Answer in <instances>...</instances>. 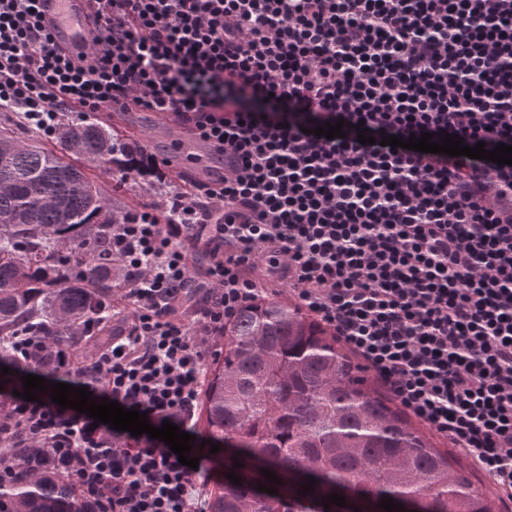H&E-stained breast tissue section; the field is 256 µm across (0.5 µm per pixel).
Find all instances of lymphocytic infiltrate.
I'll return each instance as SVG.
<instances>
[{
    "label": "lymphocytic infiltrate",
    "mask_w": 512,
    "mask_h": 512,
    "mask_svg": "<svg viewBox=\"0 0 512 512\" xmlns=\"http://www.w3.org/2000/svg\"><path fill=\"white\" fill-rule=\"evenodd\" d=\"M90 52L37 0H0V111L52 138L108 109L173 112L224 177L112 227L124 315L91 356L24 333V365L195 433L213 337L288 283L400 405L512 512V165L391 148L456 134L512 146V0H94ZM341 123L342 136L315 127ZM365 125L370 144L358 141ZM204 291L191 320L176 313ZM0 488L58 468L91 512H206L200 471L49 393L0 404Z\"/></svg>",
    "instance_id": "lymphocytic-infiltrate-1"
}]
</instances>
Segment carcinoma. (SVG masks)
Returning <instances> with one entry per match:
<instances>
[{"label": "carcinoma", "instance_id": "cac0c4a2", "mask_svg": "<svg viewBox=\"0 0 512 512\" xmlns=\"http://www.w3.org/2000/svg\"><path fill=\"white\" fill-rule=\"evenodd\" d=\"M0 131V386H22L3 343L22 329L72 344L71 332L96 325L119 265L105 260L117 207L91 171L138 170L140 147L93 120L64 124L57 145L15 148ZM331 328L288 298L260 300L224 325V356L213 362L203 399L205 440L221 444L224 472L209 512H386V496L419 512H498L471 472L455 469L452 452L433 446L410 417L336 346ZM240 467H233L234 463ZM280 479L285 494L258 497ZM317 480L301 495L305 481ZM346 506L317 508L328 495ZM0 512H91L53 468L20 473L0 492Z\"/></svg>", "mask_w": 512, "mask_h": 512}]
</instances>
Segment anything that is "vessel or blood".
I'll list each match as a JSON object with an SVG mask.
<instances>
[{
  "instance_id": "obj_1",
  "label": "vessel or blood",
  "mask_w": 512,
  "mask_h": 512,
  "mask_svg": "<svg viewBox=\"0 0 512 512\" xmlns=\"http://www.w3.org/2000/svg\"><path fill=\"white\" fill-rule=\"evenodd\" d=\"M38 10L43 27L54 43L71 59L87 52L93 29V0H39ZM176 120L169 113H152L138 134L153 139L157 132L171 131Z\"/></svg>"
}]
</instances>
